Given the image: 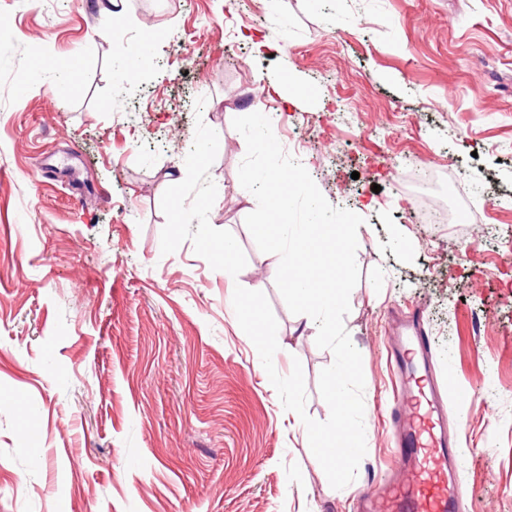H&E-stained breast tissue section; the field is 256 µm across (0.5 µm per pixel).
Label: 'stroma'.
I'll return each mask as SVG.
<instances>
[{"mask_svg":"<svg viewBox=\"0 0 512 512\" xmlns=\"http://www.w3.org/2000/svg\"><path fill=\"white\" fill-rule=\"evenodd\" d=\"M0 0V512H360L421 357L469 512H512V0ZM266 46L256 49L245 33ZM287 77L282 110L259 80ZM365 220L345 327L367 451L333 489L232 306L327 420L333 362L245 225L243 112ZM204 140L181 176V144ZM232 238L237 261L219 265Z\"/></svg>","mask_w":512,"mask_h":512,"instance_id":"obj_1","label":"stroma"}]
</instances>
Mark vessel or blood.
I'll list each match as a JSON object with an SVG mask.
<instances>
[{
    "label": "vessel or blood",
    "instance_id": "obj_1",
    "mask_svg": "<svg viewBox=\"0 0 512 512\" xmlns=\"http://www.w3.org/2000/svg\"><path fill=\"white\" fill-rule=\"evenodd\" d=\"M389 405L404 422L391 467L405 479L364 488L360 497L370 503L369 512H469L470 489L450 472L456 450L445 435L437 393L412 372L395 380Z\"/></svg>",
    "mask_w": 512,
    "mask_h": 512
}]
</instances>
